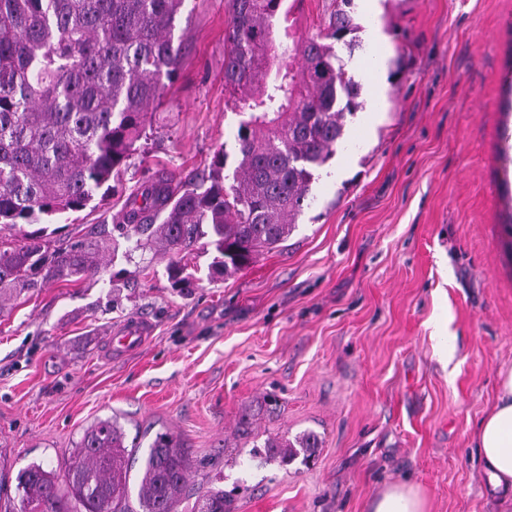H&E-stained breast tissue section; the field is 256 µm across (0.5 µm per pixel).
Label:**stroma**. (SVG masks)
Returning a JSON list of instances; mask_svg holds the SVG:
<instances>
[{"instance_id":"1","label":"stroma","mask_w":512,"mask_h":512,"mask_svg":"<svg viewBox=\"0 0 512 512\" xmlns=\"http://www.w3.org/2000/svg\"><path fill=\"white\" fill-rule=\"evenodd\" d=\"M355 19L360 106L277 248L212 279L199 242L200 282L181 296L167 257L115 231L100 276L0 302V473L60 467L114 415L138 447L131 471L170 433L192 491L231 492L237 512H366L401 481L428 512H501L475 432L512 366V0H377ZM229 21L225 0H187L178 78L112 190L2 228L0 245L98 235L156 172L191 179L233 145ZM137 320L145 340L111 346ZM306 431L321 439L313 460L250 455Z\"/></svg>"}]
</instances>
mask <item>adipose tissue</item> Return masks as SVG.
Segmentation results:
<instances>
[{
  "mask_svg": "<svg viewBox=\"0 0 512 512\" xmlns=\"http://www.w3.org/2000/svg\"><path fill=\"white\" fill-rule=\"evenodd\" d=\"M476 449L493 489L512 495V366L498 374L497 401L476 431ZM368 512H427V502L412 485L395 482L371 499Z\"/></svg>",
  "mask_w": 512,
  "mask_h": 512,
  "instance_id": "ef3b65f1",
  "label": "adipose tissue"
}]
</instances>
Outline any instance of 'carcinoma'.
Returning a JSON list of instances; mask_svg holds the SVG:
<instances>
[{"label":"carcinoma","instance_id":"1","mask_svg":"<svg viewBox=\"0 0 512 512\" xmlns=\"http://www.w3.org/2000/svg\"><path fill=\"white\" fill-rule=\"evenodd\" d=\"M287 0H227L224 90L246 116L234 144L232 182L221 146L207 174L177 182L157 175L135 192L116 228L132 250L153 239L170 254L171 288L196 287L186 257L203 239L216 251L211 269L248 267L284 242L308 205L314 170L344 138L359 107L335 44L357 47L353 0H336L324 30L297 39L286 25ZM185 0H0V224L33 222L85 208L119 175L151 127L179 73L174 45ZM103 242L87 237L53 252L36 237L0 248V295L99 273ZM320 446L306 432L269 441L289 463ZM133 450L114 417L90 424L64 474L33 462L15 477V498L42 512H178L192 459L174 436L156 435L139 475L138 508L129 504L127 458ZM220 489L196 496L194 512H235Z\"/></svg>","mask_w":512,"mask_h":512}]
</instances>
